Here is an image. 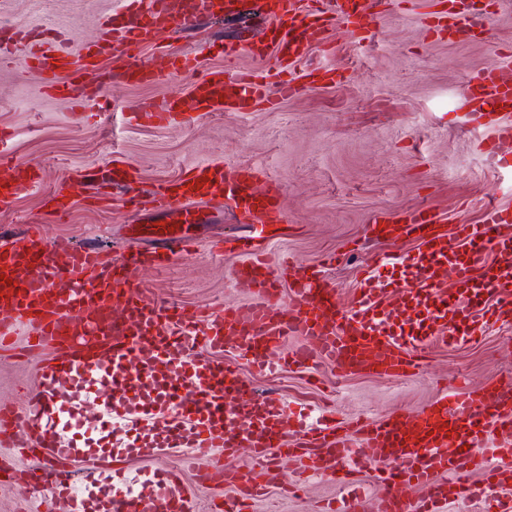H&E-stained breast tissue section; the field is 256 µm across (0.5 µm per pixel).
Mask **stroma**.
Instances as JSON below:
<instances>
[{
  "label": "stroma",
  "mask_w": 512,
  "mask_h": 512,
  "mask_svg": "<svg viewBox=\"0 0 512 512\" xmlns=\"http://www.w3.org/2000/svg\"><path fill=\"white\" fill-rule=\"evenodd\" d=\"M124 0H12L8 21L36 15L70 22L75 40L94 37L92 18L119 11ZM268 23L260 18L231 27L206 22V33L179 32L164 37L170 55H197L204 67L220 68L228 45L260 34ZM330 52L310 50L288 68L302 79L297 96L273 112L187 111L185 123L151 126L133 118L149 102L172 94L189 97L196 73L172 69L168 57L144 47L139 56L163 74L162 82L132 87L124 84L121 66L108 62L112 88L87 111L73 109L41 94L32 73L0 67V127L12 133L10 150L21 164L42 169L36 185L17 196L9 211L0 212V226L17 235L25 223L44 225L49 235L95 241L121 248L140 213L120 204L105 209L88 204L93 188L73 190L75 206L59 221L44 204L66 173L81 167L104 168L113 157L129 160L140 171L144 186L171 179L194 164L235 162L258 167L280 182L290 232L271 243L304 264L336 253L340 261L326 269L341 303H349L359 286L360 271L386 258L380 274L385 282L412 283L408 256L415 242L374 239L362 227L372 215H390L423 205L446 218L448 226L475 223L485 204L512 206V173L498 169L482 153L485 132L460 110V96L471 72L490 57L489 44L431 41L419 19L417 0H397L375 25L371 39L356 42L344 29L327 33ZM330 70L328 83L308 84L311 69ZM194 240L192 253L177 257L146 278L161 297L184 313L210 306L250 302L248 289L237 285L231 268L240 262L235 236L246 227L237 222L232 203L222 211L204 210L196 224L185 225ZM227 239L224 256L209 254L210 241ZM43 355L0 363V400L21 403L17 388L33 384ZM512 377V333L492 329L461 346L437 344L429 366L397 379L347 376L337 378L329 367L313 374L281 370L257 375L258 393L274 394L306 408L330 398L337 420L379 419L397 409L420 407L463 377L483 386ZM295 475L281 463L279 486L268 497L252 502V512H322L341 495L329 478H314L304 504L288 493Z\"/></svg>",
  "instance_id": "1"
}]
</instances>
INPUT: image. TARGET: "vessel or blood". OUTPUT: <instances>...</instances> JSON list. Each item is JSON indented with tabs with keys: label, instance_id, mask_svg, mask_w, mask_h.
Returning <instances> with one entry per match:
<instances>
[{
	"label": "vessel or blood",
	"instance_id": "1",
	"mask_svg": "<svg viewBox=\"0 0 512 512\" xmlns=\"http://www.w3.org/2000/svg\"><path fill=\"white\" fill-rule=\"evenodd\" d=\"M422 11V24L434 40L489 39L490 12L476 13L465 0H436ZM388 0H126L121 14L103 13L101 36L78 45L66 26L38 19L0 26V60L17 59L35 70L45 95L85 101L105 94L109 81L101 57L123 66L130 85H152L159 73L140 62L141 46L160 47L162 35L193 30L202 18L237 19L259 14L270 21L263 39L231 48L262 62L275 56L281 68L308 48H324L328 30L341 26L363 41ZM465 102L473 122L486 129L482 152L512 171V65L494 59L474 71ZM294 80L283 79L270 94L256 71L202 72L191 89L199 112L277 109L294 96ZM181 115L178 99L167 98L139 114L144 123L167 126ZM0 129V209L37 181L28 166L15 163ZM104 182L122 189L130 208L162 216L141 224L136 243L113 258L107 250L82 247L68 238L47 241L31 227L18 242L0 239V350L28 327L35 345L47 350L26 406L0 403V447L25 448L52 457L55 491L68 512H192L191 496L175 468L146 471L132 487L121 475L133 459L151 460L161 448H185L210 459L197 471L198 485L231 488L214 512H246L248 500L264 496L273 482L274 455L292 458L303 476L327 475L345 487L338 506L324 512H446L455 501L479 502L483 512H512V382L470 390L466 380L415 409H404L354 426L324 418H294L286 400L259 395L252 375L284 367L310 370L326 364L337 375L406 376L420 371L440 341L467 342L474 332L512 325V207L487 205L479 222L442 228L443 217L418 206L395 218L374 217L371 234L419 242L410 268L415 287L390 286L365 278L351 299L339 306L335 286L318 267L245 244L235 280L250 288L252 302L213 313L202 308L193 319L173 312L139 271L170 267L188 239L181 228L196 223L201 204L231 200L242 218L262 226L285 221L278 181L250 165L203 162L178 177L138 190L133 168L112 160L103 170L75 171L74 184ZM508 258L487 263V254ZM416 320L398 330L405 308ZM471 325L459 329L461 318ZM299 344L285 349L288 338ZM233 350L239 363L225 361ZM116 392L98 417L84 410L98 399L102 381ZM134 433L128 443L99 450L113 433ZM250 449L260 469L227 467V458ZM366 474L373 493L355 487ZM415 496H407V487Z\"/></svg>",
	"mask_w": 512,
	"mask_h": 512
}]
</instances>
